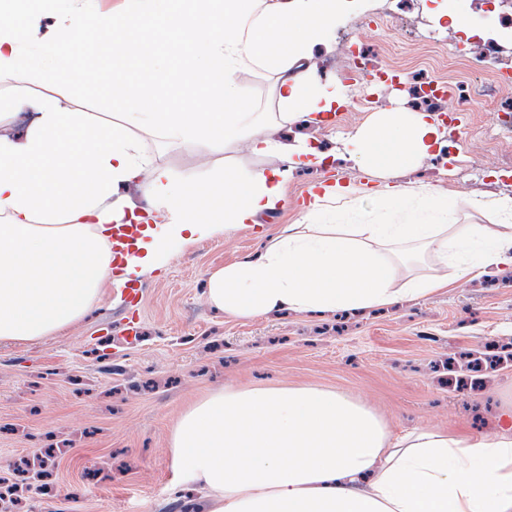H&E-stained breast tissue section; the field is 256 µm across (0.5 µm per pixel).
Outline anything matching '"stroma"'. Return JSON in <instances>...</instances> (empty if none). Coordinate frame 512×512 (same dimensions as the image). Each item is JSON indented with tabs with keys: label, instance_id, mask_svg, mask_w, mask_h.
Wrapping results in <instances>:
<instances>
[{
	"label": "stroma",
	"instance_id": "35a3bbf8",
	"mask_svg": "<svg viewBox=\"0 0 512 512\" xmlns=\"http://www.w3.org/2000/svg\"><path fill=\"white\" fill-rule=\"evenodd\" d=\"M448 17L434 19L432 0H403L400 20L385 28L387 0L336 19L327 42L315 44L306 65L320 83L345 97L374 96L372 111L338 108L333 120L298 119L281 126L275 78L262 69L237 72L245 110L267 116L271 136L331 153L324 168L293 171L284 199L255 222L185 246L162 274L143 278L141 333L116 343L132 314L113 289L97 307L57 335L29 343L0 340V480L18 466L30 470L31 492L21 512H205L201 496L185 508L169 459L170 429L193 402L212 390L312 385L336 390L371 408L392 436L429 426L458 434H493L512 407V362L486 371L479 389L462 390L471 361L489 341L512 345V268L493 276L450 281L426 297L366 310L321 315L281 312L230 319L204 296L210 271L260 253L284 225L303 221L312 185L337 177L367 181L349 160L347 140L384 112H412L418 80L464 89L472 126L454 151L433 145L402 183H427L459 206L461 224L495 218L467 209L472 197L512 196V141L484 136L500 105L512 103V39L487 38L486 17L512 13V0H447ZM463 17L460 29L453 17ZM368 48L385 72L373 79L346 62L349 43ZM462 48L455 57L453 47ZM19 95L53 96L99 124L121 122L123 104L93 82L46 86L29 78H0V102ZM143 153L177 178L208 182L229 169L284 167L282 155L258 156L249 141L228 149L185 145L160 131H131ZM480 177L459 178L463 165Z\"/></svg>",
	"mask_w": 512,
	"mask_h": 512
}]
</instances>
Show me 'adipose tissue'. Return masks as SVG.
<instances>
[{"label":"adipose tissue","instance_id":"obj_1","mask_svg":"<svg viewBox=\"0 0 512 512\" xmlns=\"http://www.w3.org/2000/svg\"><path fill=\"white\" fill-rule=\"evenodd\" d=\"M126 23L174 20L208 92L202 112H160L139 79H175L179 62L166 47L125 42L116 59L126 101L124 124L103 131L60 100L19 96L0 126L26 112L24 135L0 133V340L33 342L82 320L112 284V232L129 223L116 188L143 179L144 227L124 279L166 269L187 244L223 234L274 210L293 168L325 162L313 148L286 154V167L222 173L196 201L191 182L156 167L127 127L161 128L184 144L226 146L248 138L258 155L282 151L263 119L240 106L234 76L260 68L277 77L282 120H315L335 111L336 87L300 70L312 42L355 0H127ZM52 41L32 42V11L0 23V76L22 72L43 82L93 78L112 86L87 52L95 28L102 48L121 33L111 17L62 0ZM438 132L426 112L385 115L352 136L358 168L380 176L376 189L326 186L304 221L287 225L263 252L213 271L207 302L225 316L273 312L357 311L425 297L445 279L403 269L423 256L452 265L457 278L512 266V197L468 201L496 218L460 224L448 198L422 184H392L397 169L428 153ZM384 223H364L362 199ZM169 456L180 484L207 490V512H512V412L499 431L473 438L427 427L392 437L385 421L344 394L316 386L286 390L218 388L175 421Z\"/></svg>","mask_w":512,"mask_h":512}]
</instances>
